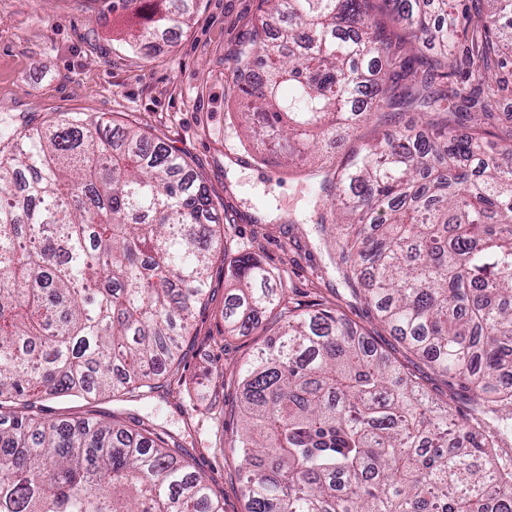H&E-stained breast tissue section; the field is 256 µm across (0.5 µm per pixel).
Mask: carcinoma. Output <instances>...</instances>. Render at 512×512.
Wrapping results in <instances>:
<instances>
[{
	"label": "carcinoma",
	"mask_w": 512,
	"mask_h": 512,
	"mask_svg": "<svg viewBox=\"0 0 512 512\" xmlns=\"http://www.w3.org/2000/svg\"><path fill=\"white\" fill-rule=\"evenodd\" d=\"M197 0H114L132 41L170 32ZM236 72L237 116L264 150L315 176L322 144L376 114L428 109L327 173L317 224L335 264L401 342L492 420L454 417L338 309L288 305L242 255L232 333L281 326L241 374L246 512H512L498 459L512 412V0H262ZM214 204L188 161L84 112L0 130V512H222L182 448L117 418L49 421L46 396L151 393L168 372L212 258Z\"/></svg>",
	"instance_id": "obj_1"
}]
</instances>
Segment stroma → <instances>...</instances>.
Masks as SVG:
<instances>
[{"label":"stroma","mask_w":512,"mask_h":512,"mask_svg":"<svg viewBox=\"0 0 512 512\" xmlns=\"http://www.w3.org/2000/svg\"><path fill=\"white\" fill-rule=\"evenodd\" d=\"M260 13V0H198L187 25L149 46H130L112 0H0V127L49 123L69 112L137 125L186 157L216 207L227 250L213 268L210 297L198 307L182 348L180 384L151 398L43 401L54 419L94 409L100 419L138 421L165 430L195 470L210 480L223 512H244L240 461L228 446L240 427L239 371L262 346L255 328L224 330V300L236 286L229 271L245 253L280 276L292 305H340L348 319L391 351L436 399L460 415L471 393L448 382L398 343L375 312L340 278L334 242L319 231L323 210L313 183L283 156L257 161L235 118L234 70Z\"/></svg>","instance_id":"stroma-1"}]
</instances>
